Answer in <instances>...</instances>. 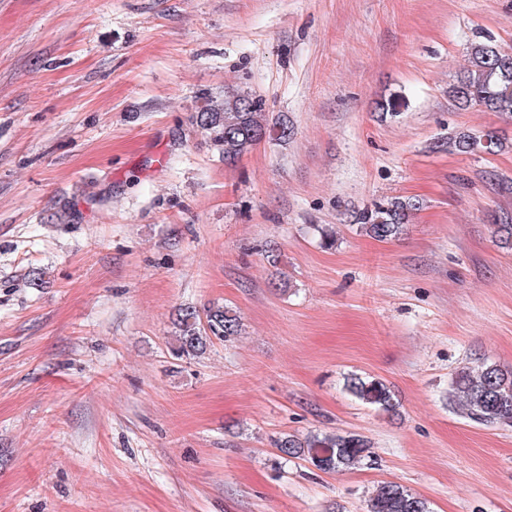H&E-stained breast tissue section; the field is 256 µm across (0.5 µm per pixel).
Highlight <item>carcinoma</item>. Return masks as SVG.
Returning <instances> with one entry per match:
<instances>
[{
    "label": "carcinoma",
    "instance_id": "cac0c4a2",
    "mask_svg": "<svg viewBox=\"0 0 512 512\" xmlns=\"http://www.w3.org/2000/svg\"><path fill=\"white\" fill-rule=\"evenodd\" d=\"M448 98L460 110L478 107L512 119V48L505 49L490 37L470 45L469 64L449 84ZM264 111L263 100L237 92L225 96L224 111L206 108L197 113V124L222 147L224 162L229 164L266 137L286 140L292 134L293 126L285 120L268 125ZM484 137L491 149L506 146L494 132L480 137L468 131L455 133L449 144L461 154H474L482 147ZM419 207V202L411 198L387 199L353 213L352 224L371 238L391 240L404 233ZM490 221L495 224L499 247L512 249V218L494 215ZM172 326L171 352L178 361L202 353L214 338L229 342L242 333L240 316L224 306H210L203 314L192 306L180 307ZM345 387L358 400L383 412L397 411L394 394L380 380L353 375ZM449 398L454 409L469 419L512 427V366L479 360L461 368L451 379ZM275 448L280 457L302 458L321 471L355 468L369 454L367 441L353 433L313 434L304 439L287 435L275 441ZM368 512H430V508L425 499L388 482L369 500Z\"/></svg>",
    "mask_w": 512,
    "mask_h": 512
}]
</instances>
